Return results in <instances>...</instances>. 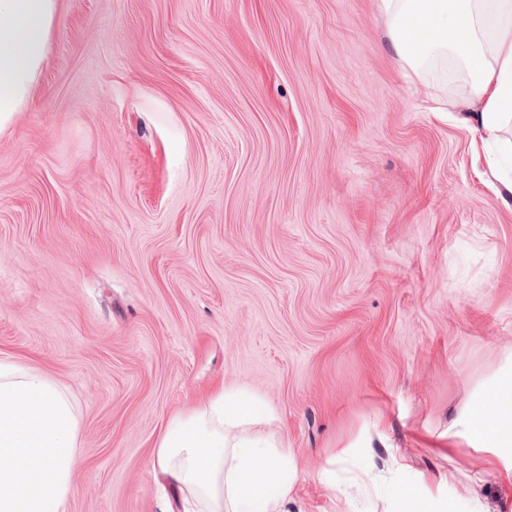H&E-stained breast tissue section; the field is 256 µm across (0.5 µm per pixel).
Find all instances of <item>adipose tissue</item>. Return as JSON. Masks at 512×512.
I'll return each mask as SVG.
<instances>
[{
  "instance_id": "adipose-tissue-1",
  "label": "adipose tissue",
  "mask_w": 512,
  "mask_h": 512,
  "mask_svg": "<svg viewBox=\"0 0 512 512\" xmlns=\"http://www.w3.org/2000/svg\"><path fill=\"white\" fill-rule=\"evenodd\" d=\"M60 0H0V132L25 106L47 59ZM400 63L422 76L448 62L467 78L448 111L475 134L484 176L512 200V0H379ZM494 419L465 425L480 464L512 483V376L485 399ZM265 414L252 396L216 388L207 405L169 424L148 464L182 512H286L294 455L256 432ZM81 462L71 397L50 378L0 359V512H62Z\"/></svg>"
}]
</instances>
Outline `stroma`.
<instances>
[{"label": "stroma", "mask_w": 512, "mask_h": 512, "mask_svg": "<svg viewBox=\"0 0 512 512\" xmlns=\"http://www.w3.org/2000/svg\"><path fill=\"white\" fill-rule=\"evenodd\" d=\"M387 43L376 0H63L0 134V359L74 400L64 512H178L147 460L218 382L286 512H512L460 424L512 370V206L425 105L462 73Z\"/></svg>", "instance_id": "1"}]
</instances>
